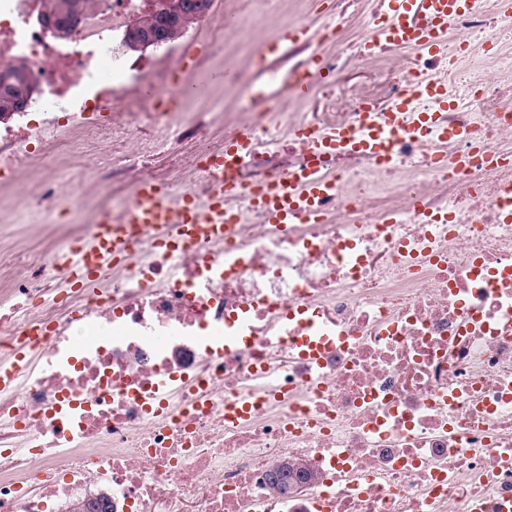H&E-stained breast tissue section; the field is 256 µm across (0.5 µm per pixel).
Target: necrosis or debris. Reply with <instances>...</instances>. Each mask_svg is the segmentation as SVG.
<instances>
[{
	"label": "necrosis or debris",
	"instance_id": "obj_1",
	"mask_svg": "<svg viewBox=\"0 0 512 512\" xmlns=\"http://www.w3.org/2000/svg\"><path fill=\"white\" fill-rule=\"evenodd\" d=\"M154 0H97L74 36L45 27L46 0H0V60L39 71L42 91L0 117V171L19 178L52 149L91 139L112 166L70 199L125 181L148 151L134 107L161 110L187 89L169 56L145 73L156 95L130 91L137 67L126 27ZM504 0L448 23V52L368 48L374 13L335 0L331 21L283 43L264 72L311 67L328 48L321 105L291 94L256 103L243 80L225 137L251 150L224 206L233 242L178 254L135 240L96 293L67 288L59 252L0 264V366L19 344L35 364L0 389V512H512V19ZM446 90L442 121L462 141L405 132L383 162L315 155L300 128L357 125L388 111L418 77ZM214 145L184 159L172 195L208 194ZM468 155L464 171L451 160ZM336 181L316 222L267 223L246 188L308 166ZM50 331L26 339L31 324ZM304 458L316 473L293 496L267 475Z\"/></svg>",
	"mask_w": 512,
	"mask_h": 512
}]
</instances>
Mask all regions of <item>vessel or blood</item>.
Returning a JSON list of instances; mask_svg holds the SVG:
<instances>
[{"label":"vessel or blood","instance_id":"obj_1","mask_svg":"<svg viewBox=\"0 0 512 512\" xmlns=\"http://www.w3.org/2000/svg\"><path fill=\"white\" fill-rule=\"evenodd\" d=\"M482 5L483 0H381L372 40L439 54L448 49L449 17L479 10ZM311 62L312 72L286 80L285 85L294 96H307L315 81L326 80L319 56H312ZM428 125L434 126L444 139L461 135L460 130L440 124L437 113L412 111L405 99L388 112H363L357 126L332 130L322 144L337 152L357 150L386 161L397 130ZM249 144V136L242 132L226 141L222 151L207 158L206 169L217 185L206 205H199L190 194L173 197L161 182L145 179L139 183L136 200L121 220H113L111 211H100L94 235L61 257L67 287L95 291L107 279L113 262L121 259L136 238L149 232L157 233L159 246L170 252L184 245L232 236L238 216L224 208V169L233 165ZM335 193V183L313 168L286 180L263 182L247 191L252 205L273 224L310 218L321 201ZM30 363V351L19 348L12 367L0 370V386H13L17 374Z\"/></svg>","mask_w":512,"mask_h":512}]
</instances>
